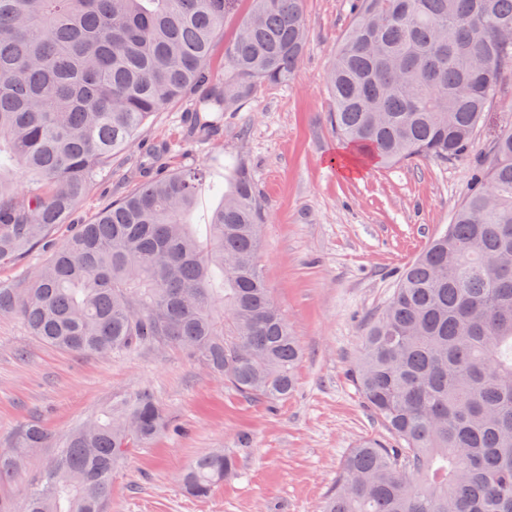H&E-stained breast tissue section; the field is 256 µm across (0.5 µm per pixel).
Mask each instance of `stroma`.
<instances>
[{"instance_id":"stroma-1","label":"stroma","mask_w":512,"mask_h":512,"mask_svg":"<svg viewBox=\"0 0 512 512\" xmlns=\"http://www.w3.org/2000/svg\"><path fill=\"white\" fill-rule=\"evenodd\" d=\"M307 48L292 80L258 91L224 115L217 145L183 146L182 97L155 113L130 151L101 170L69 224L90 223L134 190L139 154L164 148L168 168H210L214 151L251 171L267 215L259 264L272 297L297 336L302 356L288 398L248 399L224 387L174 346H144L111 357L50 347L20 318L0 315V450L37 421L63 438L117 398L153 394L172 430L135 449L112 477L107 512H318L349 452L387 440L352 373L368 323L398 275L450 224L473 187L493 138L512 125V96L493 103L468 150L448 162L418 158L369 162L353 177L331 159L343 148L331 117L326 74L350 20V0H304ZM221 448L237 473L205 498L188 495L181 471ZM56 453L42 449L0 481V512H23L31 479Z\"/></svg>"}]
</instances>
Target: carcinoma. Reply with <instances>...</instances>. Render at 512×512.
Segmentation results:
<instances>
[{"mask_svg":"<svg viewBox=\"0 0 512 512\" xmlns=\"http://www.w3.org/2000/svg\"><path fill=\"white\" fill-rule=\"evenodd\" d=\"M0 0V266L49 247L97 170L132 147L156 112L192 91L190 143L224 113L287 84L305 52L303 0ZM326 76L340 138L393 165L467 151L512 91V0H354ZM164 150L134 191L75 224L0 314L39 341L84 355L174 344L239 394L269 402L295 387L301 350L260 273L265 217L250 173L224 165L205 237L193 218L207 173L165 172ZM452 224L400 272L367 326L354 377L397 441L345 458L319 512H512V127ZM171 430L149 392L73 429L34 477L24 512H105L115 468ZM54 440L38 423L0 452V480ZM222 449L189 464L205 498L236 472Z\"/></svg>","mask_w":512,"mask_h":512,"instance_id":"1","label":"carcinoma"}]
</instances>
